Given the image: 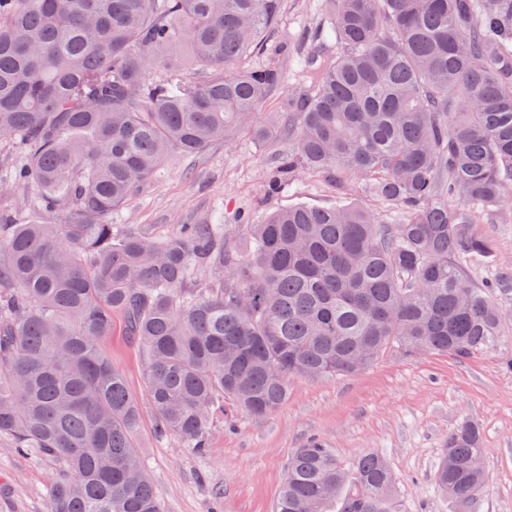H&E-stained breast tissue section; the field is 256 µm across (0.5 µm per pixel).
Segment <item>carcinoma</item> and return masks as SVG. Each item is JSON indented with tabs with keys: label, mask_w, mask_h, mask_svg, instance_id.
<instances>
[{
	"label": "carcinoma",
	"mask_w": 512,
	"mask_h": 512,
	"mask_svg": "<svg viewBox=\"0 0 512 512\" xmlns=\"http://www.w3.org/2000/svg\"><path fill=\"white\" fill-rule=\"evenodd\" d=\"M281 2L0 0V139L43 215L0 217V434L63 465L49 512H163L135 449L142 408L101 347L118 318L159 432L199 454L216 416L266 417L297 377L356 374L391 349L467 358L502 335L512 266L481 283L471 269L494 253L476 225L512 222V0H326L336 55L299 60L313 89L282 110L273 187L301 168L361 180L399 223L279 209L244 225L242 256L222 224L146 237L110 221L169 153L272 133L260 114L282 71L239 63ZM482 453L478 426L457 425L440 490L472 501ZM394 496L383 457L347 467L311 440L275 512H392Z\"/></svg>",
	"instance_id": "1"
}]
</instances>
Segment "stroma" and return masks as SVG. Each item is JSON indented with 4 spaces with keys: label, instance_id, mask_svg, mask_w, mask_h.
Here are the masks:
<instances>
[{
    "label": "stroma",
    "instance_id": "35a3bbf8",
    "mask_svg": "<svg viewBox=\"0 0 512 512\" xmlns=\"http://www.w3.org/2000/svg\"><path fill=\"white\" fill-rule=\"evenodd\" d=\"M330 21L323 0H282L272 36L243 62L284 72L268 109H282L290 94L311 89L308 74L292 58L335 53V44L314 36ZM287 149L283 128L268 140L241 133L195 156L169 153L129 204L113 210L112 221L156 237L183 224L219 221L227 244L243 252L249 248L244 225L297 204L358 205L381 223L396 222V213L363 182L340 190L329 174L301 172L289 189L272 190L278 157ZM504 328L496 349L464 359L392 351L353 376L295 379L287 402L266 418L217 420L202 455L175 437H159L146 411L136 449L165 512H274L289 456L313 437L346 464L368 452L383 456L397 480V512H512V369L504 364L512 356V319ZM102 347L124 372L131 395L146 402V361L122 324H115ZM463 420L481 431L488 476L469 506L440 494L434 480L444 442ZM57 473L52 459L19 453L0 435V512H49L46 491Z\"/></svg>",
    "mask_w": 512,
    "mask_h": 512
}]
</instances>
